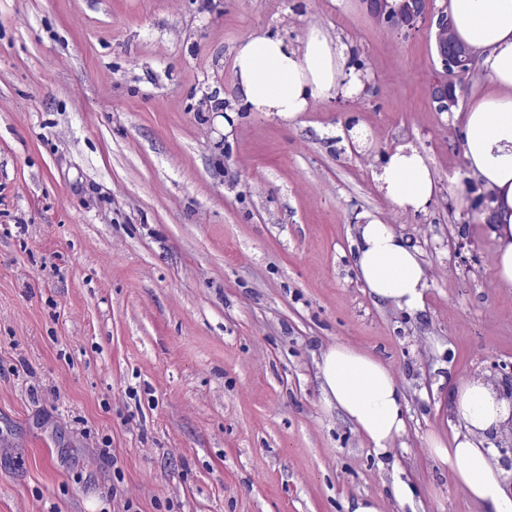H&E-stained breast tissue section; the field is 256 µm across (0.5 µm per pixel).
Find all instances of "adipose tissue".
<instances>
[{
    "label": "adipose tissue",
    "mask_w": 512,
    "mask_h": 512,
    "mask_svg": "<svg viewBox=\"0 0 512 512\" xmlns=\"http://www.w3.org/2000/svg\"><path fill=\"white\" fill-rule=\"evenodd\" d=\"M448 13L458 39L477 50L485 76L470 94L460 134L468 176L489 198L496 282L512 288V0H449ZM349 59L348 45L316 25L296 46L280 32L256 29L234 48L235 108L224 118L225 131H232L241 109L288 124L315 104L359 97L369 77ZM373 178L403 212H427L436 197L435 174L411 140L379 156ZM356 231L354 265L370 296L410 314L424 310L427 275L420 249L368 211L358 214ZM321 378L326 401L376 449L386 450L404 432L402 392L377 357L336 344L322 356ZM450 412L462 430L448 445L429 435L430 454L448 467L474 512H512L505 489L512 470L490 443L512 428V400L491 381L476 378L457 384Z\"/></svg>",
    "instance_id": "ef3b65f1"
}]
</instances>
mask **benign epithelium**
<instances>
[{
	"label": "benign epithelium",
	"mask_w": 512,
	"mask_h": 512,
	"mask_svg": "<svg viewBox=\"0 0 512 512\" xmlns=\"http://www.w3.org/2000/svg\"><path fill=\"white\" fill-rule=\"evenodd\" d=\"M432 32L433 45L444 75L431 86L430 97L439 112H449L458 105V98L448 89V75L453 71L471 74L475 71V51L460 43L453 35L448 16V0H441ZM369 15L379 24L396 32L418 28L432 11L433 0H363Z\"/></svg>",
	"instance_id": "7a95c632"
}]
</instances>
